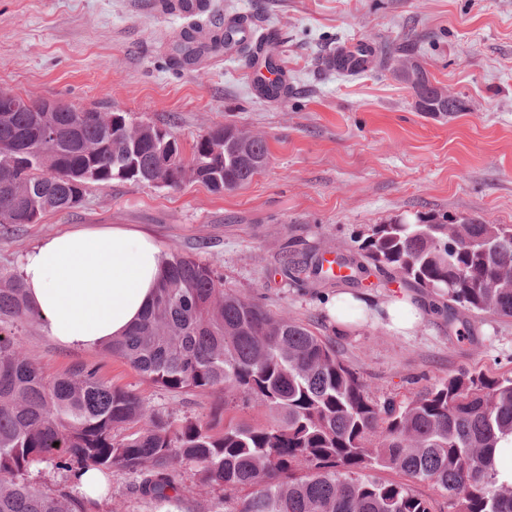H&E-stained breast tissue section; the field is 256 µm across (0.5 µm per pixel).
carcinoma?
Returning a JSON list of instances; mask_svg holds the SVG:
<instances>
[{
  "mask_svg": "<svg viewBox=\"0 0 512 512\" xmlns=\"http://www.w3.org/2000/svg\"><path fill=\"white\" fill-rule=\"evenodd\" d=\"M208 49L244 43L237 23ZM406 51L389 43L338 50L322 64L341 73L388 66ZM410 82L421 112H460L458 98L429 97L426 71ZM17 94L0 100V225L36 224L49 212L75 209L92 185L114 180L175 188L184 171L159 172V132L150 125L112 124V113L71 112L58 101ZM226 127L199 136L186 167L215 192L249 183L267 164L260 136L238 131L212 146ZM357 251L384 274L430 289L446 301L448 330L472 337L458 315L512 318V225L472 216L399 215L356 238ZM20 275L0 271V512H99L100 502L70 485L40 491L23 478L39 462L74 476L95 469L141 477V493L181 503L177 463L195 467L201 485L239 492L228 512H512V483L498 480L495 449L512 439V372L461 370L382 404L334 345L303 323L274 317L224 288L212 267L170 255L156 299L130 331L106 347L142 376L176 393H224V427L176 420L150 410L134 393L108 384L95 366L46 377L20 351L11 327L36 322ZM276 416L253 425L235 404ZM391 470L403 481L377 472ZM423 482L444 501L415 493Z\"/></svg>",
  "mask_w": 512,
  "mask_h": 512,
  "instance_id": "1",
  "label": "carcinoma"
}]
</instances>
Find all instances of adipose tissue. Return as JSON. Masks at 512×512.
Listing matches in <instances>:
<instances>
[{"instance_id": "obj_1", "label": "adipose tissue", "mask_w": 512, "mask_h": 512, "mask_svg": "<svg viewBox=\"0 0 512 512\" xmlns=\"http://www.w3.org/2000/svg\"><path fill=\"white\" fill-rule=\"evenodd\" d=\"M168 255L143 231L81 228L48 236L21 257L19 272L42 326L68 348L93 349L125 335L151 305ZM338 331L383 317L395 332L414 331L419 307L404 295L338 292L323 303Z\"/></svg>"}]
</instances>
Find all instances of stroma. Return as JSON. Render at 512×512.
Segmentation results:
<instances>
[{"label":"stroma","instance_id":"obj_1","mask_svg":"<svg viewBox=\"0 0 512 512\" xmlns=\"http://www.w3.org/2000/svg\"><path fill=\"white\" fill-rule=\"evenodd\" d=\"M239 17L256 34L279 38L288 91L278 99L258 94L236 52L190 66L177 49L192 23ZM359 42L407 45L434 84L463 100V111H419L392 65L359 75L322 65L323 56ZM0 90L124 112L133 123L171 129L187 148L224 124L262 136L269 148L267 166L235 191L191 179L174 189L90 186L76 209L0 227V270L17 271L22 254L52 234L118 224L210 264L226 288L335 342L377 400H403L411 378L423 374L512 370L510 321L479 315L477 335L462 340L416 285L372 269L350 284L281 272L285 258L309 251L357 258L354 237L399 214L512 225V0H210L205 12L167 17L157 0H0ZM344 290L403 291L431 309L410 336L378 321L341 334L318 300ZM14 332L47 377L94 365L151 409L179 420L224 417L220 395L167 392L104 348L63 347L37 323ZM194 472L176 468L192 512H224L223 490L196 486ZM108 484L100 512H160L136 492L132 474L112 471Z\"/></svg>","mask_w":512,"mask_h":512}]
</instances>
